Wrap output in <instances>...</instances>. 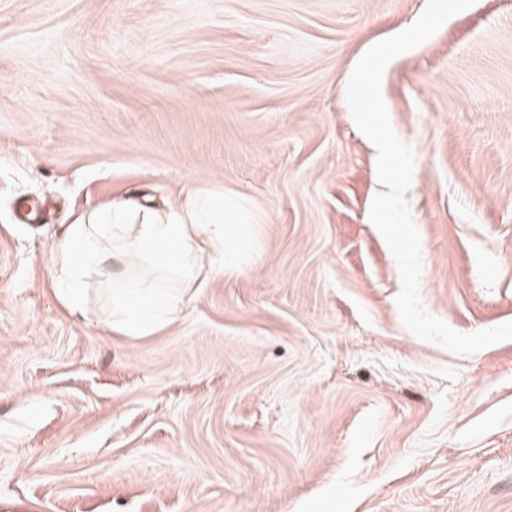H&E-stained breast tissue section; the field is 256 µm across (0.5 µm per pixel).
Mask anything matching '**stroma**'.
I'll return each mask as SVG.
<instances>
[{"label":"stroma","instance_id":"35a3bbf8","mask_svg":"<svg viewBox=\"0 0 512 512\" xmlns=\"http://www.w3.org/2000/svg\"><path fill=\"white\" fill-rule=\"evenodd\" d=\"M426 0H0V512H512V340L453 354L403 326L369 220L377 151L348 79ZM420 295L512 322V0L392 59ZM195 182L256 217L245 266L150 336L112 331L52 244L128 193ZM48 216L23 224L31 202Z\"/></svg>","mask_w":512,"mask_h":512}]
</instances>
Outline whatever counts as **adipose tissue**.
<instances>
[{"label":"adipose tissue","instance_id":"adipose-tissue-1","mask_svg":"<svg viewBox=\"0 0 512 512\" xmlns=\"http://www.w3.org/2000/svg\"><path fill=\"white\" fill-rule=\"evenodd\" d=\"M244 202L223 189L185 184L165 209L123 198L79 213L52 245L54 280L70 313L85 311L84 278L89 267L127 263L136 255L185 283L240 266L253 237ZM183 299L166 288H116L112 329L148 336L171 324Z\"/></svg>","mask_w":512,"mask_h":512}]
</instances>
